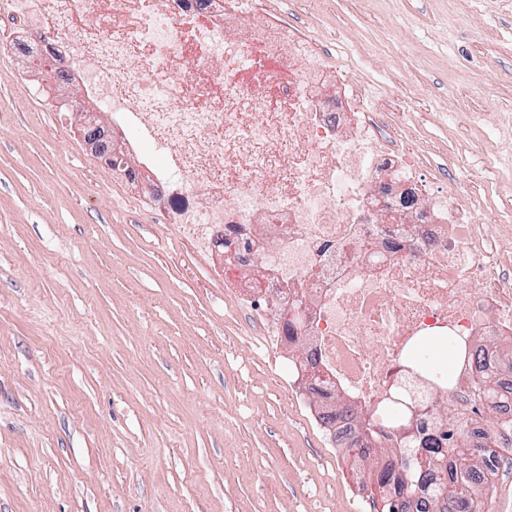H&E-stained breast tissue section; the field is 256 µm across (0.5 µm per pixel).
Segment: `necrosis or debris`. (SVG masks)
I'll use <instances>...</instances> for the list:
<instances>
[{
  "instance_id": "necrosis-or-debris-1",
  "label": "necrosis or debris",
  "mask_w": 512,
  "mask_h": 512,
  "mask_svg": "<svg viewBox=\"0 0 512 512\" xmlns=\"http://www.w3.org/2000/svg\"><path fill=\"white\" fill-rule=\"evenodd\" d=\"M40 26L52 15L65 61L164 158L114 170L163 202L181 241L255 318L315 417L337 395L447 446L434 412L451 395L467 422L479 365L512 360V221L481 224L471 197L431 191L400 112L344 84L326 46L267 0H0ZM445 337L461 358L452 392L411 364Z\"/></svg>"
}]
</instances>
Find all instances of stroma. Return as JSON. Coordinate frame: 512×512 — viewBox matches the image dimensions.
I'll return each instance as SVG.
<instances>
[{"label": "stroma", "instance_id": "stroma-1", "mask_svg": "<svg viewBox=\"0 0 512 512\" xmlns=\"http://www.w3.org/2000/svg\"><path fill=\"white\" fill-rule=\"evenodd\" d=\"M406 113L427 180L499 223L512 174V0H322L294 15ZM112 114L0 50V512H374L253 318L76 134Z\"/></svg>", "mask_w": 512, "mask_h": 512}]
</instances>
